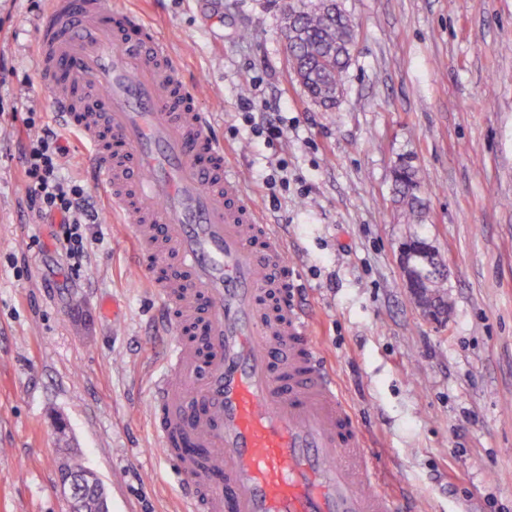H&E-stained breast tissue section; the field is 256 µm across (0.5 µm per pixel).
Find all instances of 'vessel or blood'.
<instances>
[{"mask_svg":"<svg viewBox=\"0 0 512 512\" xmlns=\"http://www.w3.org/2000/svg\"><path fill=\"white\" fill-rule=\"evenodd\" d=\"M36 68L129 226L138 271L171 261L169 367L153 427L204 512H403L295 306L275 225L229 170L168 41L110 0H49Z\"/></svg>","mask_w":512,"mask_h":512,"instance_id":"1","label":"vessel or blood"}]
</instances>
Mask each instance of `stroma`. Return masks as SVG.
Listing matches in <instances>:
<instances>
[{
  "mask_svg": "<svg viewBox=\"0 0 512 512\" xmlns=\"http://www.w3.org/2000/svg\"><path fill=\"white\" fill-rule=\"evenodd\" d=\"M283 2L112 0L170 41L230 168L277 225L293 301L382 488L406 512H512V0H340L358 30L332 110L292 72ZM47 6L0 0V512H71L64 448L102 482L110 512H184L151 424L162 297L92 183L90 145L54 115L35 66ZM246 101L274 109L280 139L251 133ZM31 109L67 140L63 172L98 214L77 276L27 205ZM405 162L423 178L416 225L391 202ZM413 232L447 265L441 323L404 284L398 246Z\"/></svg>",
  "mask_w": 512,
  "mask_h": 512,
  "instance_id": "35a3bbf8",
  "label": "stroma"
}]
</instances>
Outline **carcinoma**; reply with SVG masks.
Returning <instances> with one entry per match:
<instances>
[{
	"label": "carcinoma",
	"instance_id": "cac0c4a2",
	"mask_svg": "<svg viewBox=\"0 0 512 512\" xmlns=\"http://www.w3.org/2000/svg\"><path fill=\"white\" fill-rule=\"evenodd\" d=\"M296 25L288 33V57L307 95L326 108L336 105L351 62L356 24L338 0H296ZM395 201L410 222L424 210L418 170L409 164L393 176Z\"/></svg>",
	"mask_w": 512,
	"mask_h": 512
}]
</instances>
